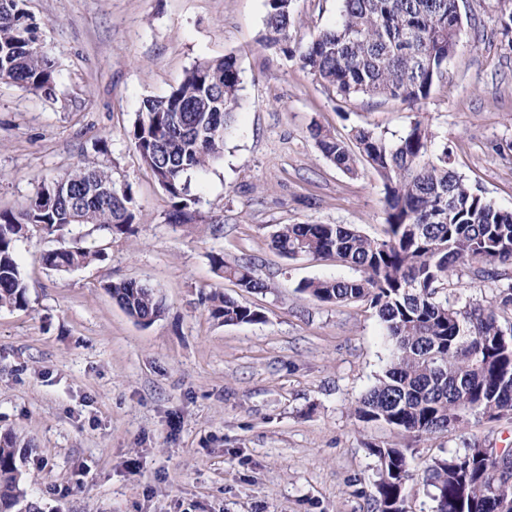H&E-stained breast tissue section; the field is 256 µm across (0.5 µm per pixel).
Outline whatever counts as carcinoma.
<instances>
[{
  "instance_id": "cac0c4a2",
  "label": "carcinoma",
  "mask_w": 512,
  "mask_h": 512,
  "mask_svg": "<svg viewBox=\"0 0 512 512\" xmlns=\"http://www.w3.org/2000/svg\"><path fill=\"white\" fill-rule=\"evenodd\" d=\"M457 0H340L335 26L304 49L293 45V0H266L263 45L299 54L303 67L336 94L419 102L429 97L446 71L462 27ZM38 26L25 0H0V82L52 97L56 61L36 51ZM236 58L197 62L181 82L159 97L143 100L129 139L172 202L174 224L194 220L189 210L190 173L205 170L224 151L240 105ZM322 155L348 173L361 161L382 178L386 229L369 237L345 224H283L271 246L288 259L335 257L356 271L342 279H312L300 285L314 299L331 304L367 302L375 309L391 344L388 368L353 407L365 422L385 423L415 438L429 437L467 418L476 422L512 416V283L491 301L464 298L449 288L460 267H512V211L502 210L473 188L453 167L448 147L430 154L432 134L416 122L395 141L358 128L353 144L318 124L309 129ZM17 211H0V307L22 308L28 286L17 243L32 228L62 236L91 224L112 235L130 231L137 214L130 184L116 186L95 163L43 184ZM74 240L46 252L43 261L68 272L99 259ZM224 279L248 293L268 285L248 264L214 258ZM126 313L150 322L162 313L154 291L136 281L108 286ZM211 315L226 325L260 323L263 313L228 295L210 297ZM377 512H405L411 479L406 450L375 446ZM18 450L10 435L0 438V512L26 496ZM428 486L435 512H512V462L499 473L478 448L437 457Z\"/></svg>"
}]
</instances>
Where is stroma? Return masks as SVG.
Returning a JSON list of instances; mask_svg holds the SVG:
<instances>
[{"label":"stroma","mask_w":512,"mask_h":512,"mask_svg":"<svg viewBox=\"0 0 512 512\" xmlns=\"http://www.w3.org/2000/svg\"><path fill=\"white\" fill-rule=\"evenodd\" d=\"M339 0H295V42L335 25ZM58 63L52 98L0 83V210L88 162L131 184L138 220L112 235L72 236L103 252L88 267L46 268L56 237L17 244L28 303L0 308V436L25 456L27 495L14 512H376L378 461L406 448L414 475L407 512H433V458L512 444V419L414 439L358 421L356 402L390 360L367 303L326 304L310 279L347 278L340 260L280 256V224L385 229L384 187L372 168H337L309 133L350 140L365 127L394 139L414 122L449 148L455 169L512 211V39L500 19L512 0H460L463 28L426 100L406 103L335 90L298 57L260 46L264 0H26ZM234 55L240 106L224 153L192 174L198 220L173 224L171 201L127 136L144 99L165 95L204 59ZM252 263L268 290L241 291L212 262ZM135 280L165 305L148 324L107 287ZM226 294L263 322L227 325L209 313ZM140 464L131 474L130 460Z\"/></svg>","instance_id":"stroma-1"}]
</instances>
